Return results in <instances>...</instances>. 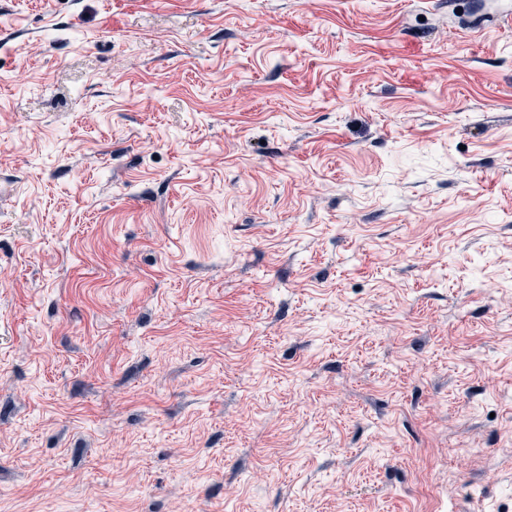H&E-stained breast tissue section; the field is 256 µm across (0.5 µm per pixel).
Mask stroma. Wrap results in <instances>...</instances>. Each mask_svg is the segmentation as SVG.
I'll use <instances>...</instances> for the list:
<instances>
[{
  "mask_svg": "<svg viewBox=\"0 0 512 512\" xmlns=\"http://www.w3.org/2000/svg\"><path fill=\"white\" fill-rule=\"evenodd\" d=\"M495 0H0V512H512Z\"/></svg>",
  "mask_w": 512,
  "mask_h": 512,
  "instance_id": "stroma-1",
  "label": "stroma"
}]
</instances>
